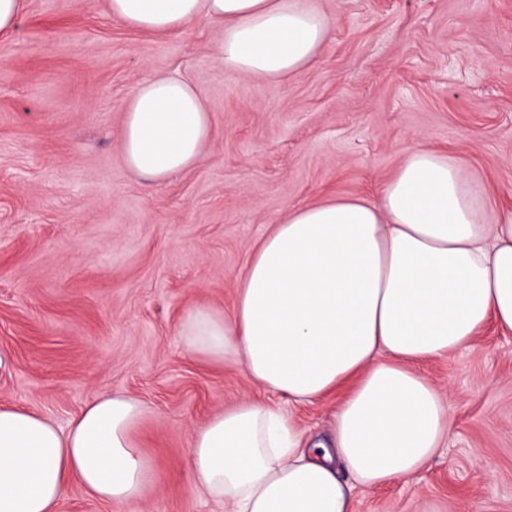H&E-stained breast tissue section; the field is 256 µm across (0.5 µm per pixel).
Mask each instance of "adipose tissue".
<instances>
[{
	"label": "adipose tissue",
	"mask_w": 512,
	"mask_h": 512,
	"mask_svg": "<svg viewBox=\"0 0 512 512\" xmlns=\"http://www.w3.org/2000/svg\"><path fill=\"white\" fill-rule=\"evenodd\" d=\"M112 19L156 33L205 19L226 71L278 82L326 42L328 18L303 0H108ZM123 155L162 182L194 167L211 139L203 93L183 77L144 78L123 105ZM464 169L409 152L380 201L335 197L289 211L257 243L234 306L187 309L191 356L242 366L263 390L312 403L346 393L330 429L298 430L280 407L244 400L195 428V491L224 512H356V489L422 470L445 446L450 407L417 366L467 347L488 322L512 332V213ZM137 400L103 393L67 427L0 406V512H57L71 485L107 504L137 502L153 463L132 436ZM349 481H342L340 471Z\"/></svg>",
	"instance_id": "ef3b65f1"
}]
</instances>
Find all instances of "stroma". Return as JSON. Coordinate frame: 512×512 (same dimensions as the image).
<instances>
[{"mask_svg": "<svg viewBox=\"0 0 512 512\" xmlns=\"http://www.w3.org/2000/svg\"><path fill=\"white\" fill-rule=\"evenodd\" d=\"M331 32L277 83L226 72L207 22L148 34L108 0H23L0 37V405L66 427L94 397L147 414L134 433L156 470L111 506L70 486L59 512H224L193 492L195 427L244 399L325 432L335 399L289 404L241 368L179 344L192 306L231 310L254 247L292 208L379 201L405 155L448 154L512 212V0H306ZM206 97L212 138L162 183L122 156V105L148 75ZM419 371L451 404L448 444L421 471L360 490L357 512H512V334L486 325Z\"/></svg>", "mask_w": 512, "mask_h": 512, "instance_id": "obj_1", "label": "stroma"}]
</instances>
